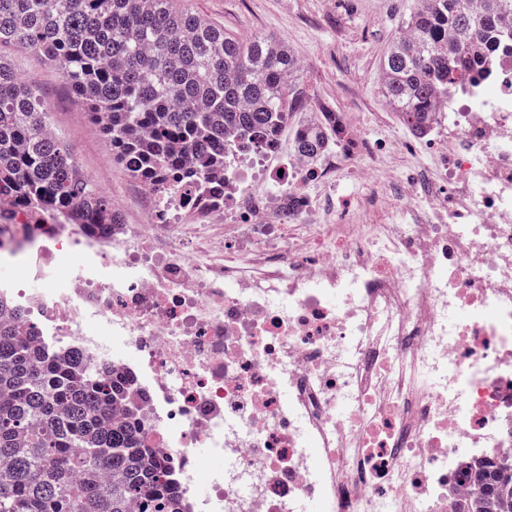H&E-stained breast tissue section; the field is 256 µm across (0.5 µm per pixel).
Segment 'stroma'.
<instances>
[{
	"mask_svg": "<svg viewBox=\"0 0 512 512\" xmlns=\"http://www.w3.org/2000/svg\"><path fill=\"white\" fill-rule=\"evenodd\" d=\"M225 32L242 39L275 37L288 45L298 65L293 83L307 109L293 113L281 131L292 146L296 129L333 112L343 121H365L372 139H396L400 128L383 119L380 61L403 30L416 0H176ZM15 70L33 78L50 103V124L73 151L82 172L110 199L121 200L134 179L113 161L98 125L75 101L59 72L34 53L9 47L0 52Z\"/></svg>",
	"mask_w": 512,
	"mask_h": 512,
	"instance_id": "35a3bbf8",
	"label": "stroma"
}]
</instances>
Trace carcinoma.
Masks as SVG:
<instances>
[{
  "label": "carcinoma",
  "instance_id": "1",
  "mask_svg": "<svg viewBox=\"0 0 512 512\" xmlns=\"http://www.w3.org/2000/svg\"><path fill=\"white\" fill-rule=\"evenodd\" d=\"M418 0L382 65V92L421 135L448 90L483 79L512 41V0ZM23 44L53 65L90 112L112 155L169 196L193 185L224 204L213 174L224 144H270L305 109L296 59L271 36L242 40L175 0H0V50ZM38 84L0 59V199L36 224H118L119 213L51 131ZM329 138H297L316 156ZM0 512H183L172 474L145 447L131 381L62 345L32 341L25 313L0 294ZM461 512H512V461L479 463Z\"/></svg>",
  "mask_w": 512,
  "mask_h": 512
}]
</instances>
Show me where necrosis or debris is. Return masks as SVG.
<instances>
[{
	"mask_svg": "<svg viewBox=\"0 0 512 512\" xmlns=\"http://www.w3.org/2000/svg\"><path fill=\"white\" fill-rule=\"evenodd\" d=\"M486 76L399 143L333 114L313 159L228 143L217 207L140 184L124 224L0 209L21 259L0 289L132 378L185 512H455L467 466L512 458L511 45ZM398 150L419 164L385 177ZM348 173L372 185L355 204L312 193ZM204 448L224 464L201 493Z\"/></svg>",
	"mask_w": 512,
	"mask_h": 512,
	"instance_id": "1",
	"label": "necrosis or debris"
}]
</instances>
